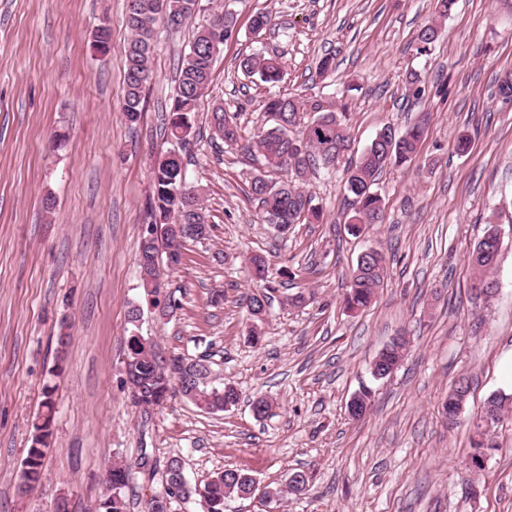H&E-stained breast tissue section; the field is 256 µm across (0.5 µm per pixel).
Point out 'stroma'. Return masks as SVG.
Segmentation results:
<instances>
[{
  "label": "stroma",
  "mask_w": 512,
  "mask_h": 512,
  "mask_svg": "<svg viewBox=\"0 0 512 512\" xmlns=\"http://www.w3.org/2000/svg\"><path fill=\"white\" fill-rule=\"evenodd\" d=\"M237 33L225 42L195 116L187 179L203 196L208 239L186 242L169 274L184 291L167 322L146 313L156 352L207 357L238 405L208 414L181 396L156 410L136 406L122 384L127 313L148 306L136 261L150 217L151 167L163 146L162 109L196 19L162 33L151 59L139 124L121 112L129 37L126 0H0V512H97L103 475L131 465L127 512H143L149 485L138 468L181 457L188 482L237 469L260 487L284 489L281 512H512V410L487 436L480 472L470 457L485 400L502 389L512 351V102L496 93L512 71V0H457L427 54L417 35L434 0H230ZM264 13L266 32L251 20ZM111 50L93 47L99 26ZM276 54L281 93L345 106L354 151L385 126L422 123L416 158L384 172L383 223L354 235L342 174L309 176L305 191L325 209L320 224L278 234L248 192L257 160L215 147V104L234 113L244 138L263 126L266 85L244 76L241 55ZM333 70L320 75L319 62ZM425 89L414 99L405 81ZM467 135L465 153L456 142ZM502 251L489 300L469 290V251L489 226ZM383 253L388 276L370 307L349 311L345 295L358 255ZM269 262L272 303L259 344L248 341L242 298L256 291L250 259ZM223 303L212 301L213 292ZM304 293L306 304L288 298ZM72 342L52 377L56 339ZM409 345L382 380L371 364L394 337ZM470 381L455 428L442 404L458 378ZM55 379L56 414L44 478L30 495L17 485L45 381ZM362 418L347 404L362 388ZM268 398L257 418L251 403ZM309 482L286 491L292 473Z\"/></svg>",
  "instance_id": "35a3bbf8"
}]
</instances>
